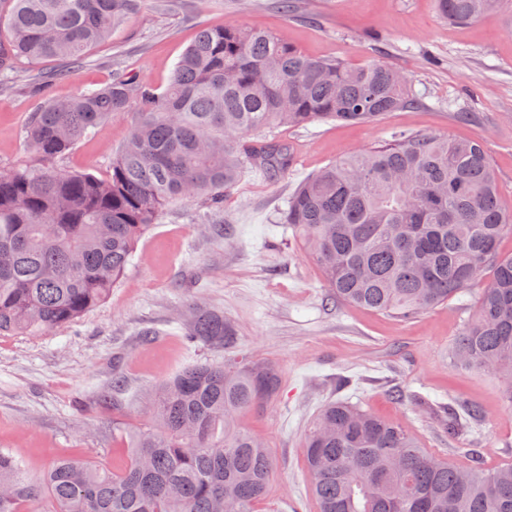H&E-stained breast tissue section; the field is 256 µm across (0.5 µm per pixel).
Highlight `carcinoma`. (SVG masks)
Here are the masks:
<instances>
[{
  "label": "carcinoma",
  "instance_id": "cac0c4a2",
  "mask_svg": "<svg viewBox=\"0 0 512 512\" xmlns=\"http://www.w3.org/2000/svg\"><path fill=\"white\" fill-rule=\"evenodd\" d=\"M141 0H0V92L15 64L78 66ZM467 24L500 0H438ZM137 103L140 118L98 178L58 159ZM415 104L407 74L383 62L352 65L305 55L272 32L228 23L203 28L163 91L134 75L71 98H47L22 130L36 163L0 171V336H42L79 322L123 277L139 238L163 207L201 198L212 211L248 163L268 174L291 165L269 128L372 123ZM252 140H246V137ZM480 136L405 133L306 178L278 220L292 225L346 305L411 319L493 275L454 361L508 381L512 405V211ZM188 341L224 348L221 362L186 364L158 388L149 426L117 437L119 466L58 457L38 478L0 450V512H215L220 500L256 512L274 468L270 449L238 417L274 402L279 371L231 354L237 330L197 308ZM444 429L465 431L439 404ZM319 512H512V463L479 457L460 468L424 450L404 427L347 401L325 404L305 438Z\"/></svg>",
  "mask_w": 512,
  "mask_h": 512
}]
</instances>
